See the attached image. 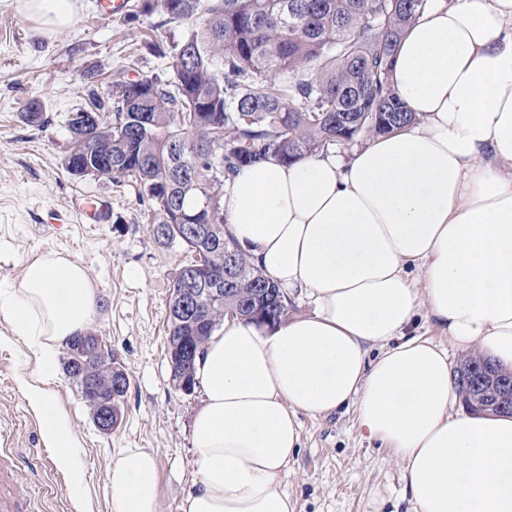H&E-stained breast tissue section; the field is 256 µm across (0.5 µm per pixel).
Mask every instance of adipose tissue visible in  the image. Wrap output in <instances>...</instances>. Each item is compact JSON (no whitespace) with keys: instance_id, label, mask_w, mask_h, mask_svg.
<instances>
[{"instance_id":"1","label":"adipose tissue","mask_w":512,"mask_h":512,"mask_svg":"<svg viewBox=\"0 0 512 512\" xmlns=\"http://www.w3.org/2000/svg\"><path fill=\"white\" fill-rule=\"evenodd\" d=\"M392 82L416 123L347 156L262 160L224 186L226 231L314 311L272 329L228 316L210 336L181 512H294L298 413L349 405L392 450L413 512H512V416L466 410L449 358L512 370V0H427ZM95 307L84 266L52 252L0 289V316L38 359L27 396L75 478L70 422L44 384ZM422 307L446 344L411 333ZM107 488L110 512H158L155 455L126 449Z\"/></svg>"}]
</instances>
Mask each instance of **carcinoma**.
Masks as SVG:
<instances>
[{"mask_svg": "<svg viewBox=\"0 0 512 512\" xmlns=\"http://www.w3.org/2000/svg\"><path fill=\"white\" fill-rule=\"evenodd\" d=\"M426 2L142 0L141 11L159 12L166 24L198 20L168 49L153 44L174 78H128L112 99L96 92L97 74L86 72L89 106L66 119L67 172L111 184L132 180L154 205L157 223L170 227L162 245L184 247L195 266L222 275L224 251H235L232 296L204 302L201 325L168 318L167 345L180 336L198 352L224 316L258 290L281 292L224 235V223H214L206 201L223 194L224 181L266 156L292 163L416 121L392 93L390 76L398 43ZM88 155H110L114 168L85 170ZM190 224L212 225L215 249L202 247L186 231ZM89 378L100 400L123 415L129 385L123 366L101 355Z\"/></svg>", "mask_w": 512, "mask_h": 512, "instance_id": "carcinoma-1", "label": "carcinoma"}]
</instances>
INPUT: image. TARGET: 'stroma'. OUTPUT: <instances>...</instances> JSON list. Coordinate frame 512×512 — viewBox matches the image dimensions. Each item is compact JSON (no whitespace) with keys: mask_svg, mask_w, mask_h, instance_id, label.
<instances>
[{"mask_svg":"<svg viewBox=\"0 0 512 512\" xmlns=\"http://www.w3.org/2000/svg\"><path fill=\"white\" fill-rule=\"evenodd\" d=\"M188 23L162 24L130 0L120 16L100 15L98 0H76L68 28L49 32L38 20L0 0V289L19 283L34 254L57 251L81 262L96 296L89 333L118 355L129 379L123 419L100 432L73 380L56 368L47 385L77 439L81 484L56 463L44 422L29 404L36 356L0 318V448L18 462V483L34 491V512H109L107 471L129 448L157 458L159 512H180L195 477L191 424L203 404L201 391L186 395L170 382L166 336L173 276L189 255L159 244L155 213L131 181L105 184L69 175L63 158L70 145L68 114L87 102L83 76L100 73L96 87L111 95L116 81L136 74L169 78L168 60L156 56L142 36L171 43ZM39 100L44 124L23 114ZM97 198L109 205L102 223H85L82 206ZM67 218L49 234L50 213ZM301 448L284 487L295 512H368L378 494L391 512H412L403 496L401 468L390 449L364 438L354 408L300 414Z\"/></svg>","mask_w":512,"mask_h":512,"instance_id":"stroma-1","label":"stroma"}]
</instances>
